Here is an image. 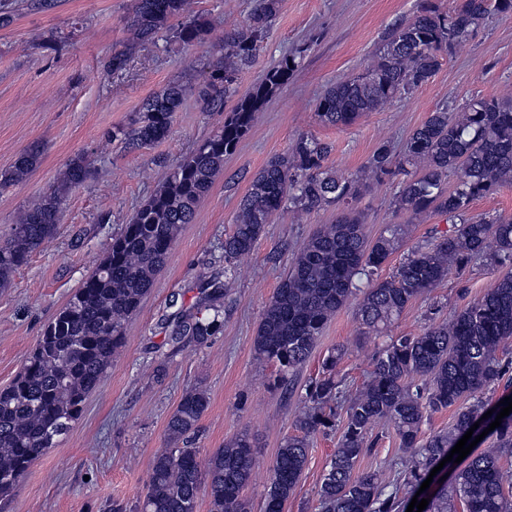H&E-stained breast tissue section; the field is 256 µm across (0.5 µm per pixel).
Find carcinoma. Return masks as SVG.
I'll return each mask as SVG.
<instances>
[{
    "label": "carcinoma",
    "instance_id": "1",
    "mask_svg": "<svg viewBox=\"0 0 512 512\" xmlns=\"http://www.w3.org/2000/svg\"><path fill=\"white\" fill-rule=\"evenodd\" d=\"M280 3L256 0L244 25L224 32L198 93L205 112L220 110L224 101L238 97L224 124L186 155L122 226L96 269L46 325L22 371L0 389V498L12 494L30 465L79 417L125 342V322L140 310L183 226L192 223L200 200L211 191L224 157L251 128L266 98L288 83L293 58L282 60L262 83L238 95L239 75L251 66ZM492 11L512 14V0H459L449 15L433 5L424 7L390 32L365 73L325 91L317 103L318 118L325 124L351 125L426 83L440 67V51L466 41ZM127 24L140 43L154 41L163 31L186 44L201 43L213 29L208 18L190 12L188 0H135ZM187 94V87L173 82L146 97L128 126L112 130V141L136 148L166 139ZM329 154L327 143L303 136L291 156L269 160L252 177L239 203L237 224L224 238L228 279L234 261L252 251L279 211L344 208L336 223L302 243L262 313L253 349L275 364L277 383L303 367L330 318L354 295L362 294L357 315L363 334H377L451 269H461L474 258L512 259L511 218L467 217L474 199L512 182V102L472 98L455 117L448 108H438L412 131L403 151L396 152L388 140L374 150L364 177L380 179L396 171L406 176L395 196L398 210L413 215L433 210L455 220L452 229L413 251L384 279L379 270L400 248L402 226L388 224L368 238L360 217L349 208L362 182L336 175L327 166ZM40 161L38 147L25 150L0 173V187L22 181ZM91 168L86 154L72 158L58 186L13 224L8 239L0 243V288L54 237L65 193L82 184ZM451 174L457 182L447 191L443 183ZM220 315L215 305L212 317L189 320L183 332L201 343L220 326ZM342 358L341 350L329 354L319 376L306 385L297 415L300 433L288 436L278 448L262 512H284L307 466L309 436L336 426L342 393L336 368ZM511 363L510 270L451 320L433 323L417 336H401L379 352L369 379L345 408L344 431L319 489L320 512H406L408 503L398 492L386 491L376 475L357 470L371 448L369 430L381 422L392 425L401 447L411 452L403 481L419 486L469 428L479 424L476 437L495 420L503 405L484 400L485 392L501 385L512 398V381L505 379ZM209 405L202 389L183 394L167 422V447L153 458L143 501L132 506L114 500L107 512H197L203 490L208 512H251L243 495L255 466L248 434L226 441L204 463L196 449L180 446ZM450 407L456 408L452 429L422 438L424 421ZM489 410L491 417L483 418ZM487 437L493 439V448L468 454L426 512H448V502L455 498L465 512H512V495L504 491L499 466L503 456L512 454V413Z\"/></svg>",
    "mask_w": 512,
    "mask_h": 512
}]
</instances>
